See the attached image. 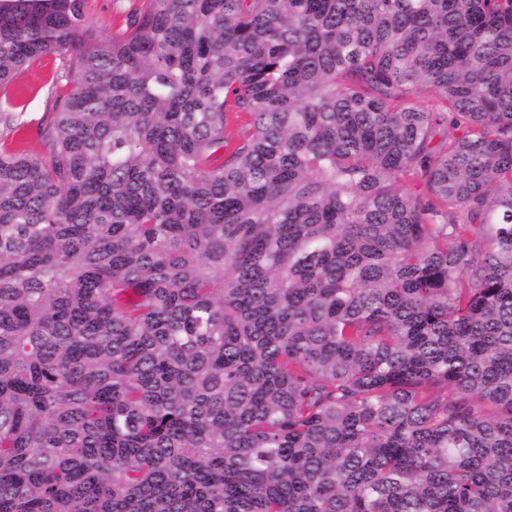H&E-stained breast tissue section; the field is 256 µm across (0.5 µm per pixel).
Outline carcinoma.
<instances>
[{"label": "carcinoma", "instance_id": "carcinoma-1", "mask_svg": "<svg viewBox=\"0 0 512 512\" xmlns=\"http://www.w3.org/2000/svg\"><path fill=\"white\" fill-rule=\"evenodd\" d=\"M48 54L0 512H512V0H0ZM139 0H89V17L99 33L112 34L116 22Z\"/></svg>", "mask_w": 512, "mask_h": 512}]
</instances>
